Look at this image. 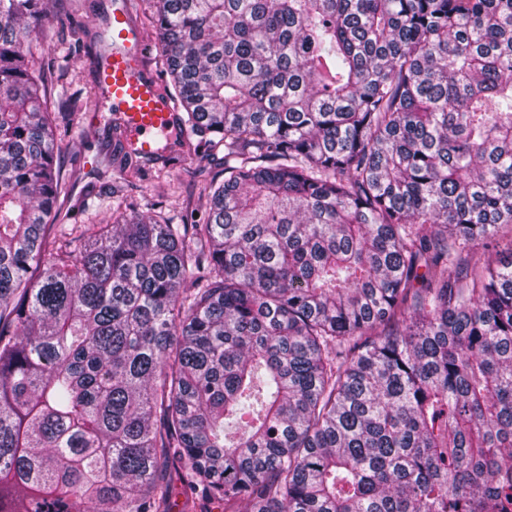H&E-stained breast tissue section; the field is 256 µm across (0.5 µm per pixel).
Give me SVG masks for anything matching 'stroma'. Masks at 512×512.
I'll return each mask as SVG.
<instances>
[{"instance_id": "1", "label": "stroma", "mask_w": 512, "mask_h": 512, "mask_svg": "<svg viewBox=\"0 0 512 512\" xmlns=\"http://www.w3.org/2000/svg\"><path fill=\"white\" fill-rule=\"evenodd\" d=\"M114 0H51V22L33 34V50L39 62L52 68L51 109L59 111L62 97L76 98L81 108H89L98 98L92 58L99 46L94 36L112 16ZM83 34L80 50H72L66 37ZM122 137L109 110H102L95 125L75 120L57 135L62 172L82 170L84 177L72 189L73 197L96 202L109 195L121 174L123 161L112 147ZM223 169L222 156L200 159L179 152L173 158L146 162L144 176L129 187L130 196L141 208H151L179 217L202 213L198 199L200 185L218 177Z\"/></svg>"}]
</instances>
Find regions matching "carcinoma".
<instances>
[{
    "instance_id": "carcinoma-1",
    "label": "carcinoma",
    "mask_w": 512,
    "mask_h": 512,
    "mask_svg": "<svg viewBox=\"0 0 512 512\" xmlns=\"http://www.w3.org/2000/svg\"><path fill=\"white\" fill-rule=\"evenodd\" d=\"M0 0V512H512V0H156L177 223L62 208ZM178 152L171 159L146 161L142 180L129 187L128 193L143 210L153 208L178 218L190 212L202 214L204 206L198 200V188L221 174L224 153L200 159Z\"/></svg>"
}]
</instances>
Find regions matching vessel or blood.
I'll use <instances>...</instances> for the list:
<instances>
[{"label":"vessel or blood","mask_w":512,"mask_h":512,"mask_svg":"<svg viewBox=\"0 0 512 512\" xmlns=\"http://www.w3.org/2000/svg\"><path fill=\"white\" fill-rule=\"evenodd\" d=\"M94 66L124 139L142 153H155L158 137L176 129L177 111L161 93L147 44L131 20L126 0L112 13V51L96 58Z\"/></svg>","instance_id":"1"}]
</instances>
